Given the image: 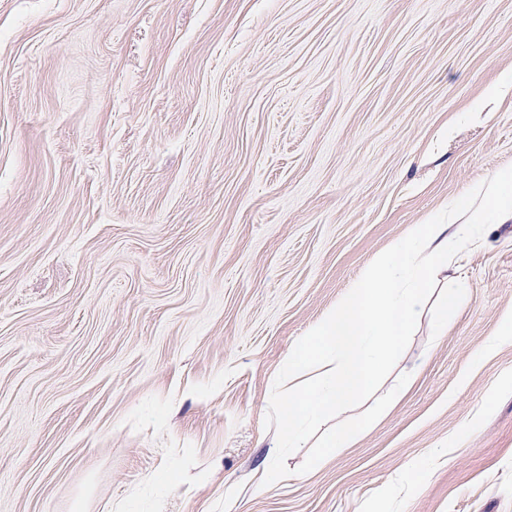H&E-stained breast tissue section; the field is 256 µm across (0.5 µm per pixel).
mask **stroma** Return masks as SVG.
Listing matches in <instances>:
<instances>
[{
    "label": "stroma",
    "instance_id": "stroma-1",
    "mask_svg": "<svg viewBox=\"0 0 512 512\" xmlns=\"http://www.w3.org/2000/svg\"><path fill=\"white\" fill-rule=\"evenodd\" d=\"M508 70L512 0H0V512H512L508 218L262 484L296 342L512 166Z\"/></svg>",
    "mask_w": 512,
    "mask_h": 512
}]
</instances>
